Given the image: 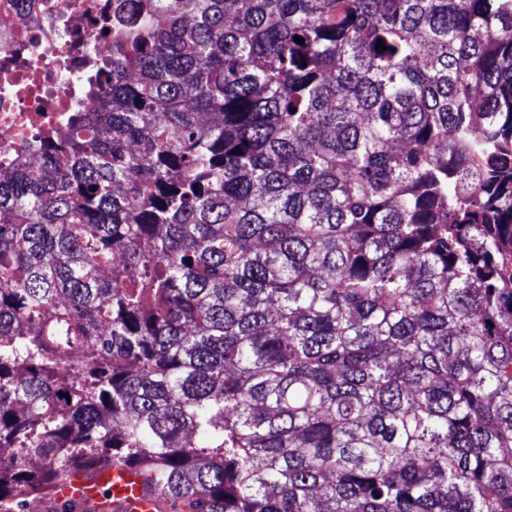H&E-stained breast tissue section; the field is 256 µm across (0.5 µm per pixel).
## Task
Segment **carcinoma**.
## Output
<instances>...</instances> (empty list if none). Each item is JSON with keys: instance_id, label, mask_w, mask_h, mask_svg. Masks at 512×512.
<instances>
[{"instance_id": "obj_1", "label": "carcinoma", "mask_w": 512, "mask_h": 512, "mask_svg": "<svg viewBox=\"0 0 512 512\" xmlns=\"http://www.w3.org/2000/svg\"><path fill=\"white\" fill-rule=\"evenodd\" d=\"M116 2L0 173V512H512V0ZM170 505L141 470L114 461L90 478L75 471L53 489L42 510L66 506L76 512H168Z\"/></svg>"}]
</instances>
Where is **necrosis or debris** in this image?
<instances>
[{
  "instance_id": "4bbe7bcc",
  "label": "necrosis or debris",
  "mask_w": 512,
  "mask_h": 512,
  "mask_svg": "<svg viewBox=\"0 0 512 512\" xmlns=\"http://www.w3.org/2000/svg\"><path fill=\"white\" fill-rule=\"evenodd\" d=\"M112 0H0V172L63 128L90 60L112 52Z\"/></svg>"
}]
</instances>
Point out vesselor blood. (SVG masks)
Listing matches in <instances>:
<instances>
[{
  "mask_svg": "<svg viewBox=\"0 0 512 512\" xmlns=\"http://www.w3.org/2000/svg\"><path fill=\"white\" fill-rule=\"evenodd\" d=\"M60 506L71 512H169L170 501L141 470L115 461L92 477L77 471L57 485L43 508L54 512Z\"/></svg>",
  "mask_w": 512,
  "mask_h": 512,
  "instance_id": "1",
  "label": "vessel or blood"
}]
</instances>
